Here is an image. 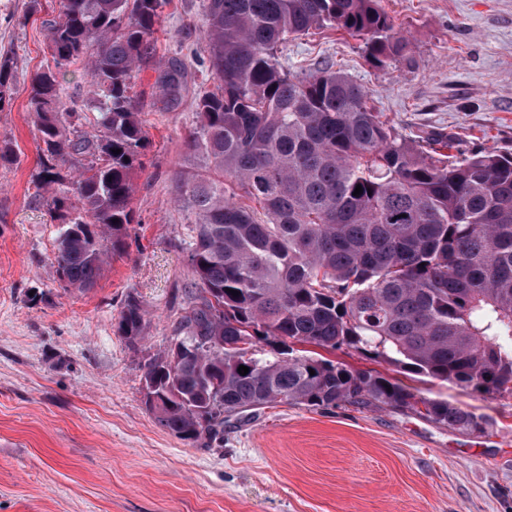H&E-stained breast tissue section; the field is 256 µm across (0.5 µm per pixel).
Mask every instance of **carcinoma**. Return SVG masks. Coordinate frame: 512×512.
<instances>
[{"label":"carcinoma","mask_w":512,"mask_h":512,"mask_svg":"<svg viewBox=\"0 0 512 512\" xmlns=\"http://www.w3.org/2000/svg\"><path fill=\"white\" fill-rule=\"evenodd\" d=\"M164 4L59 0L45 22L53 66L32 79L28 107L44 145L37 187L50 210L68 213L54 264L73 290L95 287L135 221L131 176L144 147L135 73L156 62L169 106L187 89L181 60L155 59ZM312 29L362 39L378 65L410 58L411 40L379 0H205L202 67L218 85L196 97L188 147L206 170L177 186L194 218V288L175 331L194 352L145 361L144 380L161 393L147 409L190 443L220 440L227 418L283 403L396 409L480 431L483 417L465 407L296 349H353L512 396V156L451 160L447 137L426 150L400 135L333 64L288 73L281 46ZM79 60L97 95L91 132L60 81ZM15 80L13 56L1 54L0 110ZM144 316L129 297L118 325L129 342L143 339Z\"/></svg>","instance_id":"1"}]
</instances>
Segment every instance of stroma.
I'll list each match as a JSON object with an SVG mask.
<instances>
[{"instance_id": "obj_1", "label": "stroma", "mask_w": 512, "mask_h": 512, "mask_svg": "<svg viewBox=\"0 0 512 512\" xmlns=\"http://www.w3.org/2000/svg\"><path fill=\"white\" fill-rule=\"evenodd\" d=\"M201 0H168L160 58L185 64L175 107L153 67L131 93L146 147L133 174L127 255L90 291L62 288L53 255L60 220L35 193L39 141L30 78L50 62L44 19L57 0H0V52L17 80L0 111V512H512V396L478 394L362 357L311 354L398 378L424 396L486 420L461 432L416 414L351 405L280 404L233 417L222 444L201 448L163 430L144 404L145 359L168 350L193 281L191 215L176 185L202 160L187 148L199 89H214L190 49L201 43ZM412 41L411 60L375 67L361 40L315 30L289 40L284 68L329 60L369 93L407 138L448 136L457 157L512 154V0H381ZM147 310L145 338L118 331L128 296Z\"/></svg>"}]
</instances>
